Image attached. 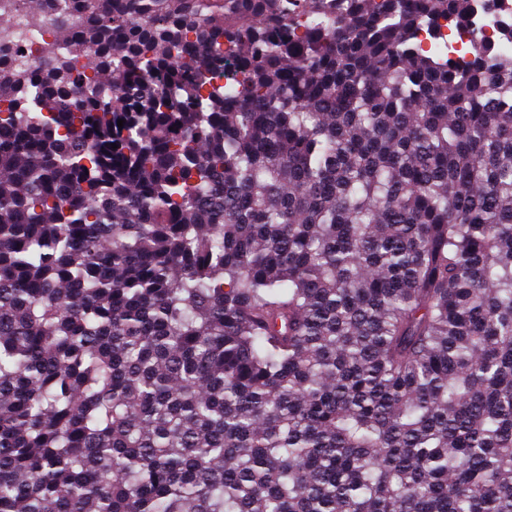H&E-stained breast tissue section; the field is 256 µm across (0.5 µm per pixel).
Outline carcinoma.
<instances>
[{
    "instance_id": "carcinoma-1",
    "label": "carcinoma",
    "mask_w": 512,
    "mask_h": 512,
    "mask_svg": "<svg viewBox=\"0 0 512 512\" xmlns=\"http://www.w3.org/2000/svg\"><path fill=\"white\" fill-rule=\"evenodd\" d=\"M480 6L512 16L52 4L58 46L0 69V512H512V24Z\"/></svg>"
}]
</instances>
